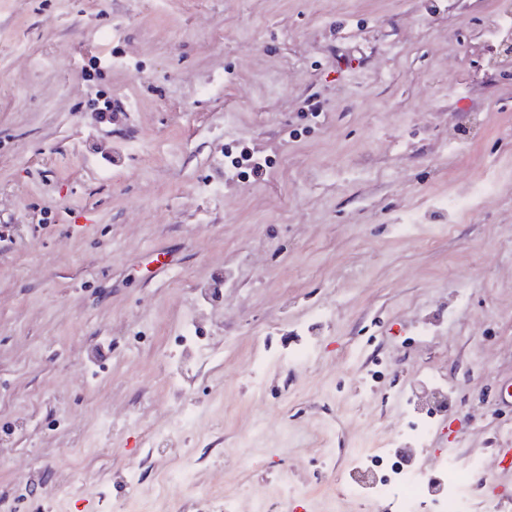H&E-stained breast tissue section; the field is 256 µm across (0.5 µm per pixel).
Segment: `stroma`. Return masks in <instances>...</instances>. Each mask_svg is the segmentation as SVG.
<instances>
[{
  "label": "stroma",
  "mask_w": 512,
  "mask_h": 512,
  "mask_svg": "<svg viewBox=\"0 0 512 512\" xmlns=\"http://www.w3.org/2000/svg\"><path fill=\"white\" fill-rule=\"evenodd\" d=\"M501 13L0 0V512H392L350 451L399 439L429 376L447 409L412 466L480 460L469 512H512Z\"/></svg>",
  "instance_id": "stroma-1"
}]
</instances>
